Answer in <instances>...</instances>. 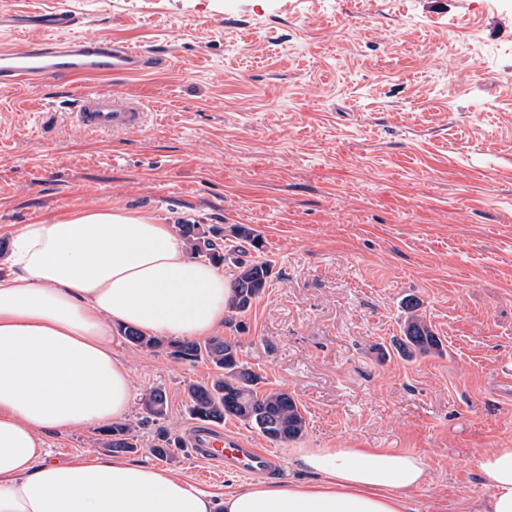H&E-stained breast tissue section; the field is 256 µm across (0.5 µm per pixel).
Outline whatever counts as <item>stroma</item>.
Returning a JSON list of instances; mask_svg holds the SVG:
<instances>
[{"label": "stroma", "instance_id": "stroma-1", "mask_svg": "<svg viewBox=\"0 0 512 512\" xmlns=\"http://www.w3.org/2000/svg\"><path fill=\"white\" fill-rule=\"evenodd\" d=\"M75 16L142 48L150 67L107 79L140 102L148 133L83 129L82 80L0 85V266L25 224L116 203L163 224H245L273 277L222 337L307 425L292 445L237 419L224 429L281 461L289 447L422 455L416 512H475L477 461L512 447V0H0V47L56 37L35 18ZM415 297L445 352L401 359ZM133 399L167 392L181 440L167 468L221 494L246 483L183 442L186 386L206 362L114 335ZM102 430L49 439L52 458L99 455Z\"/></svg>", "mask_w": 512, "mask_h": 512}]
</instances>
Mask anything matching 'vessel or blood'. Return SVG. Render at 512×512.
I'll use <instances>...</instances> for the list:
<instances>
[{"label":"vessel or blood","mask_w":512,"mask_h":512,"mask_svg":"<svg viewBox=\"0 0 512 512\" xmlns=\"http://www.w3.org/2000/svg\"><path fill=\"white\" fill-rule=\"evenodd\" d=\"M146 66L147 59L139 49L124 43H108L91 34L43 38L0 48V84L17 87L33 85L51 76L80 79L131 74ZM71 119L90 131L123 134L145 127V113L139 103L98 87L80 94ZM188 444L212 462L247 475L270 471L275 465L273 454L266 449L250 447L243 436L211 424L194 425Z\"/></svg>","instance_id":"obj_1"}]
</instances>
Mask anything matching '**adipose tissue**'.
<instances>
[{"label":"adipose tissue","mask_w":512,"mask_h":512,"mask_svg":"<svg viewBox=\"0 0 512 512\" xmlns=\"http://www.w3.org/2000/svg\"><path fill=\"white\" fill-rule=\"evenodd\" d=\"M0 280V512H412L423 459L388 448H292L302 477L216 497L167 468L97 455L50 460L48 438L125 417L132 384L112 351L126 325L168 340L224 326L231 288L172 225L124 206L80 209L13 232ZM512 512V448L478 461Z\"/></svg>","instance_id":"obj_1"}]
</instances>
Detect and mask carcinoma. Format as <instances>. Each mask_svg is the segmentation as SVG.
I'll return each instance as SVG.
<instances>
[{"instance_id":"carcinoma-1","label":"carcinoma","mask_w":512,"mask_h":512,"mask_svg":"<svg viewBox=\"0 0 512 512\" xmlns=\"http://www.w3.org/2000/svg\"><path fill=\"white\" fill-rule=\"evenodd\" d=\"M178 228L191 254L215 264H230L234 267L231 309L239 313L249 310L253 301L270 285L272 277L269 261L247 258L245 245L260 249V240L255 230L244 224L235 226L231 236L241 245L226 250L224 227L221 225L180 224ZM405 307L402 336L395 344L397 354L408 361L441 354L442 341L436 336L431 323L418 313L419 303L410 300ZM121 334L137 348L156 350L167 345L176 359L191 362L205 360L216 368V375L210 382L187 385L188 411L193 419L219 423L234 417L274 443L292 441L303 435L306 421L294 398L282 390H260L264 378L240 359L239 343L215 337L203 342L166 344L159 338L145 336L129 328L121 329ZM141 406L144 421L159 422L166 419V391L160 387L150 389ZM103 435V447L115 453H133L138 449L135 426L130 423H114L103 429ZM159 440L160 443L151 448L152 453L161 460L172 458L174 449L179 447L178 439L163 430Z\"/></svg>"}]
</instances>
